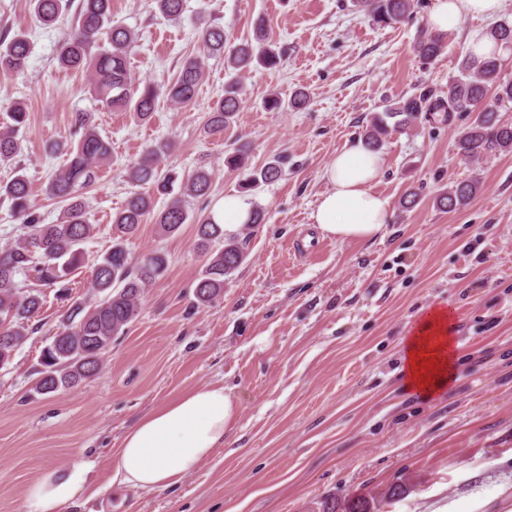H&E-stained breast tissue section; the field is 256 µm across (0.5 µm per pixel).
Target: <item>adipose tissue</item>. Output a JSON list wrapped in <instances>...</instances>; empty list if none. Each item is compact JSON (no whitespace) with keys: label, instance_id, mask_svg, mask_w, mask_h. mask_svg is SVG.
<instances>
[{"label":"adipose tissue","instance_id":"obj_1","mask_svg":"<svg viewBox=\"0 0 512 512\" xmlns=\"http://www.w3.org/2000/svg\"><path fill=\"white\" fill-rule=\"evenodd\" d=\"M501 0H433L431 26L456 29L466 15L494 18ZM382 159L365 145H345L324 170L328 189L310 219L325 236L339 241L373 239L391 218L388 197L377 192ZM451 322L445 311L428 313L406 342L403 383L407 390L432 396L454 378ZM238 416V406L223 386L212 384L142 416L124 434L112 461V485L142 492L171 489L223 447ZM77 466L66 477L47 471L28 489L31 512H61L66 505L98 491Z\"/></svg>","mask_w":512,"mask_h":512}]
</instances>
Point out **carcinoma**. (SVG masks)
<instances>
[{
	"label": "carcinoma",
	"instance_id": "1",
	"mask_svg": "<svg viewBox=\"0 0 512 512\" xmlns=\"http://www.w3.org/2000/svg\"><path fill=\"white\" fill-rule=\"evenodd\" d=\"M157 10L170 20L183 12V0H154ZM373 21L390 26L412 14V0H358ZM73 0H29L37 20L55 24L70 10ZM77 27L58 44L57 61L66 70L89 75V91L109 111L127 112L138 122L149 121L164 101L174 108L190 105L197 96L206 60L222 56L224 62L240 72L255 69L276 70L283 65L286 51L276 46L265 20H259L253 39L234 44L224 30L207 26L201 30L196 54L187 58L174 80L150 82L136 92L128 68V53L136 42L134 31L112 17V0H79L75 10ZM501 50L512 52V23L504 20L489 32ZM447 36L426 32L416 42L414 51L423 65H430L442 55ZM31 53L27 34L20 30L10 39H0V75L26 67ZM505 59L493 54L478 59L465 55L458 63V74L448 84L444 96L432 91L400 98L385 106L366 128L365 143L372 149L381 147L389 130L405 131L436 113L450 120L456 112H473L474 120L456 140L458 154L466 161L495 157L512 152V123L501 119L499 112L512 103V75L505 73ZM309 101L307 93L294 92L288 103L272 94L266 106L273 111L285 107L301 109ZM242 104V88L236 84L224 89L208 115L205 131L222 134ZM7 120L0 126V167L10 169V177L0 181V197L10 203L12 213L21 221L23 233L13 242L0 247V368L8 364L15 352L33 331L32 318L42 307L36 289H26L16 281L19 274H30L41 286L58 288L60 296L69 297L72 271L84 259L83 245L93 236L88 223L82 191L95 181L96 169L109 161L111 143L105 139L86 112L74 114L79 139L69 147L68 162L50 177L46 194L64 203L59 222L42 224L36 215V202L22 166L16 161L20 152L16 132L27 125L28 112L15 103L6 109ZM394 120L388 125L387 119ZM171 144L158 141L146 147L130 168L134 186H146L149 192H132L124 207L112 216V249L90 272V288L96 299L76 300L62 313L63 330L51 337L42 351L40 377L35 389L50 393L67 389L94 376L104 356L110 351L112 338L124 334L139 315V299L145 288L161 279L168 270V259L156 251L143 257L132 256L126 243L137 235L140 225L152 218L164 235L176 234L183 225L196 227L198 249L205 262L194 281V294L201 305H210L224 291V277L232 274L245 260V253L233 238L224 237V226L213 222L211 214L191 213L186 198L205 199L214 182V172L196 169L179 171L163 166ZM247 151L239 148L224 158L232 171L248 166ZM284 159L278 157L265 164L258 173L242 180L244 192L261 183L277 180ZM482 188L476 177L455 182L437 197L444 209H453L473 198ZM167 199L161 209L156 200Z\"/></svg>",
	"mask_w": 512,
	"mask_h": 512
}]
</instances>
